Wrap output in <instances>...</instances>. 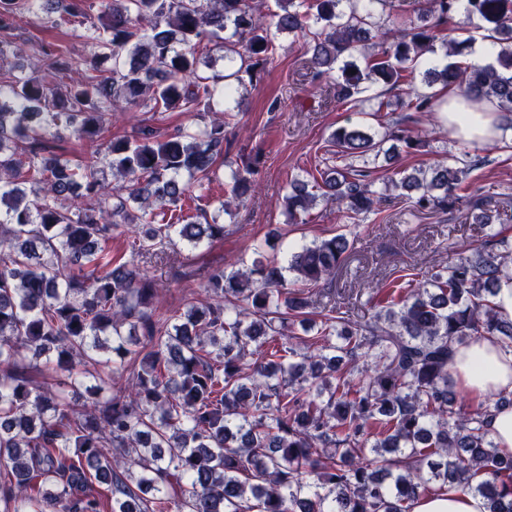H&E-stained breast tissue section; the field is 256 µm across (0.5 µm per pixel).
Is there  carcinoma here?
Listing matches in <instances>:
<instances>
[{
    "label": "carcinoma",
    "mask_w": 512,
    "mask_h": 512,
    "mask_svg": "<svg viewBox=\"0 0 512 512\" xmlns=\"http://www.w3.org/2000/svg\"><path fill=\"white\" fill-rule=\"evenodd\" d=\"M101 0L87 28L98 49L83 66L57 46L0 41V512H411L450 487L480 496L486 512H512V456L485 430L499 398L473 414L455 409L449 364L468 338L512 347V319L494 298L512 251H463L402 285L374 289L358 322L332 305L312 318L309 289L336 279L351 244L340 233L247 271L214 270L206 300L159 314L156 283L140 264L112 256L119 228L141 259L164 246L224 239L217 221L175 215L211 190L239 88L275 63L279 35H301L313 79L336 100L376 114L390 103L374 85L405 88L400 106L427 118L436 84L512 112V0H423L392 39L393 0ZM26 10L36 18H87L83 0H0V32ZM500 45L496 63L467 57L473 19ZM449 48L457 61L414 63ZM226 73L200 65L211 48ZM201 110L222 117L162 134L149 126L109 137L106 115ZM94 147L72 166L46 152L51 130ZM336 158L410 155L422 140L360 125L330 135ZM105 147L112 189L97 167ZM473 165L400 168L385 189L407 193L420 213L457 204L476 224L493 221L468 181ZM253 163L228 166L219 211L235 216L252 191ZM368 168L345 164L288 183V217L318 197L347 220L375 211ZM296 274L288 285L284 272ZM62 379L38 382L26 355ZM363 355L371 368L359 367ZM183 486L182 497L168 494Z\"/></svg>",
    "instance_id": "cac0c4a2"
}]
</instances>
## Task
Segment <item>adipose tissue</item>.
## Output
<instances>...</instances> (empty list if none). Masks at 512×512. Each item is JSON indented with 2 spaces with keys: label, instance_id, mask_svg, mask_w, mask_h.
Wrapping results in <instances>:
<instances>
[{
  "label": "adipose tissue",
  "instance_id": "adipose-tissue-1",
  "mask_svg": "<svg viewBox=\"0 0 512 512\" xmlns=\"http://www.w3.org/2000/svg\"><path fill=\"white\" fill-rule=\"evenodd\" d=\"M449 135L461 142L499 140L506 116L492 104L468 103L459 90L436 97ZM455 389L475 401L512 393V349L490 340L457 348L449 367ZM412 512H484L478 495L455 489L421 496Z\"/></svg>",
  "mask_w": 512,
  "mask_h": 512
}]
</instances>
